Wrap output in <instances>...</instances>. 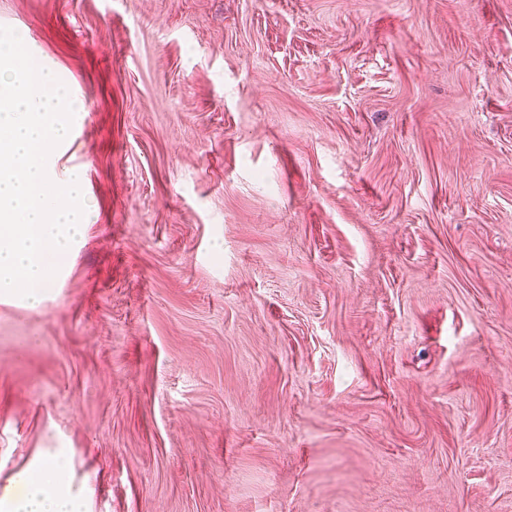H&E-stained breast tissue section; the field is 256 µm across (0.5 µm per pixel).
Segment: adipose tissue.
<instances>
[{
    "instance_id": "ef3b65f1",
    "label": "adipose tissue",
    "mask_w": 512,
    "mask_h": 512,
    "mask_svg": "<svg viewBox=\"0 0 512 512\" xmlns=\"http://www.w3.org/2000/svg\"><path fill=\"white\" fill-rule=\"evenodd\" d=\"M69 470L67 452L37 458L0 492V512H88L86 489Z\"/></svg>"
}]
</instances>
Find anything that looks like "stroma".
<instances>
[{"label": "stroma", "mask_w": 512, "mask_h": 512, "mask_svg": "<svg viewBox=\"0 0 512 512\" xmlns=\"http://www.w3.org/2000/svg\"><path fill=\"white\" fill-rule=\"evenodd\" d=\"M92 216L0 301V488L512 512V0H0ZM69 470V457L63 450L37 458L1 493L0 511L88 512L86 489L72 483Z\"/></svg>", "instance_id": "stroma-1"}]
</instances>
